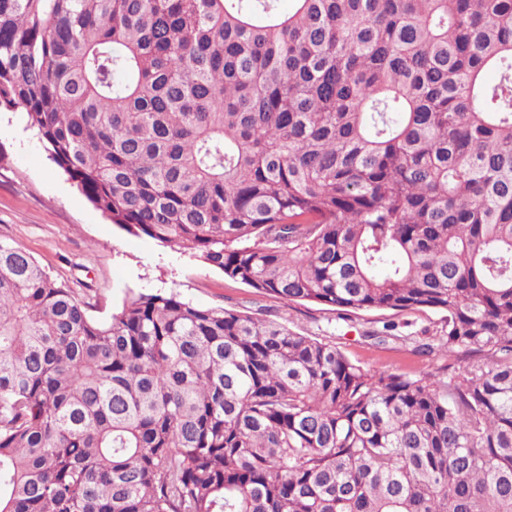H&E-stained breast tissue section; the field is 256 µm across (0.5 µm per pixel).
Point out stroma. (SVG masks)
<instances>
[{"instance_id": "obj_1", "label": "stroma", "mask_w": 512, "mask_h": 512, "mask_svg": "<svg viewBox=\"0 0 512 512\" xmlns=\"http://www.w3.org/2000/svg\"><path fill=\"white\" fill-rule=\"evenodd\" d=\"M0 240L22 247L105 319L128 291L174 293L203 307H226L286 323L336 343L364 367L409 374L432 372L444 356L422 357L416 346L440 335V313L362 312L348 317L316 304L285 306L227 281L189 255L134 236L96 209L47 157L20 111H0ZM392 326L394 340L377 345L363 331Z\"/></svg>"}]
</instances>
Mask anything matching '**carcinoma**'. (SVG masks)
<instances>
[{
    "instance_id": "1",
    "label": "carcinoma",
    "mask_w": 512,
    "mask_h": 512,
    "mask_svg": "<svg viewBox=\"0 0 512 512\" xmlns=\"http://www.w3.org/2000/svg\"><path fill=\"white\" fill-rule=\"evenodd\" d=\"M0 0V109L120 229L433 373L0 241V512H512V0ZM497 77L488 84L484 72Z\"/></svg>"
}]
</instances>
